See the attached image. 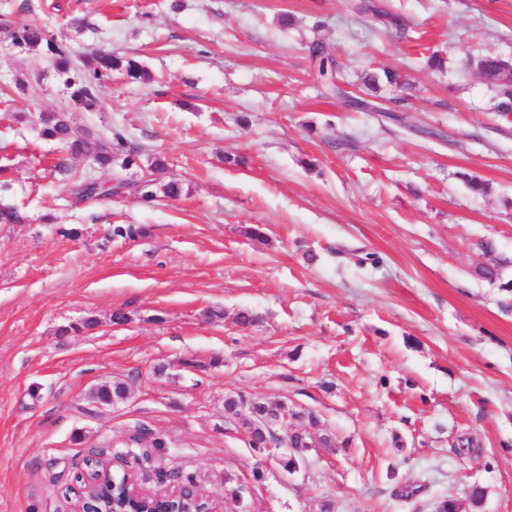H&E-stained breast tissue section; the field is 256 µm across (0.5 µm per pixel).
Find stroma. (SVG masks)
<instances>
[{
    "label": "stroma",
    "mask_w": 512,
    "mask_h": 512,
    "mask_svg": "<svg viewBox=\"0 0 512 512\" xmlns=\"http://www.w3.org/2000/svg\"><path fill=\"white\" fill-rule=\"evenodd\" d=\"M351 2L0 0V90L28 85L0 103V204L27 215L0 224V512H74L95 451L147 493L161 471L219 508L238 486L243 512H512V114L464 64L512 59V0H371L400 30ZM26 24L74 66L101 49L152 79L114 72L75 107L46 48L14 42ZM385 69L406 87L370 93ZM43 112L163 154L152 197L79 199ZM485 239L501 280L474 273ZM116 380L124 401H93ZM230 394L297 411L316 443L298 473L255 455Z\"/></svg>",
    "instance_id": "stroma-1"
}]
</instances>
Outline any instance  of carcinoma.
I'll return each mask as SVG.
<instances>
[{
	"mask_svg": "<svg viewBox=\"0 0 512 512\" xmlns=\"http://www.w3.org/2000/svg\"><path fill=\"white\" fill-rule=\"evenodd\" d=\"M14 40L30 49H37L46 45L47 50L54 57L55 69L70 90L72 102L80 107L89 109L95 104V87L112 75V72L125 70L133 79L148 82L152 79L150 72L141 64L129 59L122 61L114 54L97 52L83 60V68L78 69L71 63L67 50L62 46L52 44L46 30L38 25H25L13 33ZM508 60L497 55L487 54L470 60L476 70L480 71L488 83L498 88L501 100L499 105L512 101V83L507 81L508 74L502 72L503 65ZM42 135L48 139L61 142L65 145L68 155L73 159L88 157L95 164L97 177L85 181L77 168L70 163L56 165L57 171L68 176L76 183L77 194L82 199L98 196H112L117 188L124 185L126 171L138 166L142 149L131 145L125 135L119 131H112V137L103 139L95 133L88 131L83 137L73 136L68 117L63 113L47 112L41 117ZM167 168L166 159L160 155L152 157L143 170L138 189L142 196L152 195L150 188L157 181V175ZM25 217L13 205H0L1 224H22ZM480 249L487 261L475 268V274L489 281L499 278L500 268L504 260L496 254L492 241L483 240ZM128 388L125 382L115 381L101 385L94 398L107 404L109 401L117 402L126 398ZM292 452L281 458L280 467L289 470V467L302 460L305 449L310 447V437L306 434L295 433L290 437Z\"/></svg>",
	"mask_w": 512,
	"mask_h": 512,
	"instance_id": "1",
	"label": "carcinoma"
}]
</instances>
